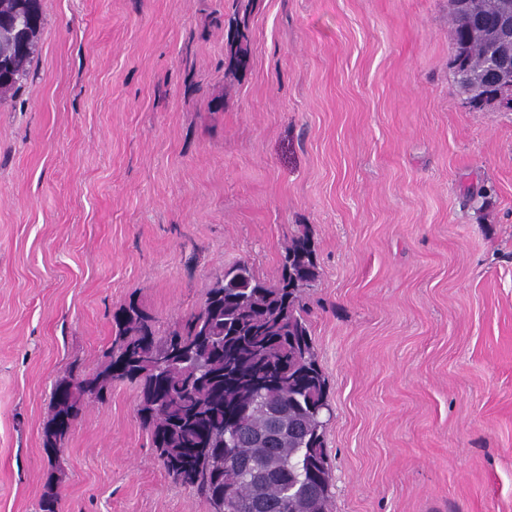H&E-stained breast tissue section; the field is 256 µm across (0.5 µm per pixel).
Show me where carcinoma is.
I'll use <instances>...</instances> for the list:
<instances>
[{"instance_id": "carcinoma-1", "label": "carcinoma", "mask_w": 512, "mask_h": 512, "mask_svg": "<svg viewBox=\"0 0 512 512\" xmlns=\"http://www.w3.org/2000/svg\"><path fill=\"white\" fill-rule=\"evenodd\" d=\"M3 10L31 5L22 41L0 35V102L27 82L42 23L40 0H3ZM462 14L448 0L454 48L462 50L472 97L491 91V44L473 36L477 23L499 16L508 0H468ZM247 12L228 22L231 57ZM318 278L315 249L292 239L277 283L246 261L224 268L203 305L168 331L134 302L113 315L112 362L68 378L79 395L103 403L102 375L139 391L138 415L169 476L209 503L211 512H329L330 476L324 451L327 379L314 351L302 302Z\"/></svg>"}]
</instances>
